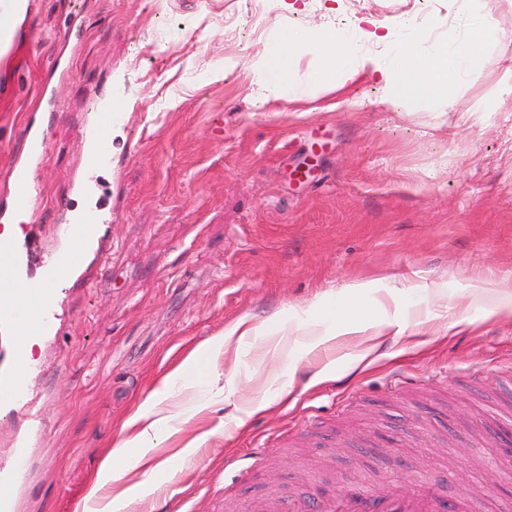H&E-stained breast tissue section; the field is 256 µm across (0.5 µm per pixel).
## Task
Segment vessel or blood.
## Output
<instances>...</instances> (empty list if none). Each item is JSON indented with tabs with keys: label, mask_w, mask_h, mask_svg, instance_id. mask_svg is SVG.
<instances>
[{
	"label": "vessel or blood",
	"mask_w": 512,
	"mask_h": 512,
	"mask_svg": "<svg viewBox=\"0 0 512 512\" xmlns=\"http://www.w3.org/2000/svg\"><path fill=\"white\" fill-rule=\"evenodd\" d=\"M120 118L115 99L109 97L97 103L90 130L92 148L85 157L88 168L98 169L109 163L107 143ZM33 142L29 157L11 165L10 188L0 202V221L28 203L31 176L47 147V137L35 134ZM101 224L97 211L89 210L64 225L67 248L52 255L42 277L25 288L15 284L20 262L14 244L0 242V329L12 335L13 357L12 369L0 374V410L25 417L30 424H44L45 418L32 394V382L39 368L27 361L26 342L31 337L50 340L58 335L57 282L90 274L70 246L76 242L92 248L99 246ZM28 453V443L21 432H13L0 441V512H17V503L6 490L23 483ZM267 508L269 512H447L448 506L438 491L427 484L412 491L393 486L378 492L361 488L326 496L316 503L298 495L278 496Z\"/></svg>",
	"instance_id": "vessel-or-blood-1"
}]
</instances>
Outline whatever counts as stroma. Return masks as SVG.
<instances>
[{"instance_id":"stroma-1","label":"stroma","mask_w":512,"mask_h":512,"mask_svg":"<svg viewBox=\"0 0 512 512\" xmlns=\"http://www.w3.org/2000/svg\"><path fill=\"white\" fill-rule=\"evenodd\" d=\"M27 0L0 51V194L29 128L48 147L22 242L53 252L96 210L92 278L60 286L61 331L36 358L45 429L20 512H82L141 405L238 322L197 385L159 404L174 433L103 488L122 512H252L289 491L437 485L512 512V0ZM498 36L452 105L383 104L364 70L299 100L256 101L253 61L280 28L370 42ZM69 75L47 80L63 41ZM125 113L109 167L82 166L96 100ZM92 192L75 200L74 178ZM339 328L310 350L307 332ZM267 406L250 413L249 401ZM207 409L191 415L197 401ZM198 448H191V441Z\"/></svg>"}]
</instances>
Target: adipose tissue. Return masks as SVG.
Returning a JSON list of instances; mask_svg holds the SVG:
<instances>
[{"label": "adipose tissue", "mask_w": 512, "mask_h": 512, "mask_svg": "<svg viewBox=\"0 0 512 512\" xmlns=\"http://www.w3.org/2000/svg\"><path fill=\"white\" fill-rule=\"evenodd\" d=\"M496 35V29L487 23L472 26L462 34L449 33L448 53L427 64L406 60L401 42H393L388 63L374 67L384 83V103L397 107L450 102L451 87L470 72L477 60V49L491 43ZM276 40L277 50L265 53L252 64L261 98L266 102L284 97L301 99L335 89L365 65L359 41L346 32L288 29L277 31ZM303 50L320 56L317 69L304 76L296 71L294 58L295 52ZM167 423L164 417L152 420L134 438L124 440L113 457L103 462L98 485L115 477V460H123L131 468L137 466L140 458L136 449L153 445Z\"/></svg>", "instance_id": "obj_1"}]
</instances>
